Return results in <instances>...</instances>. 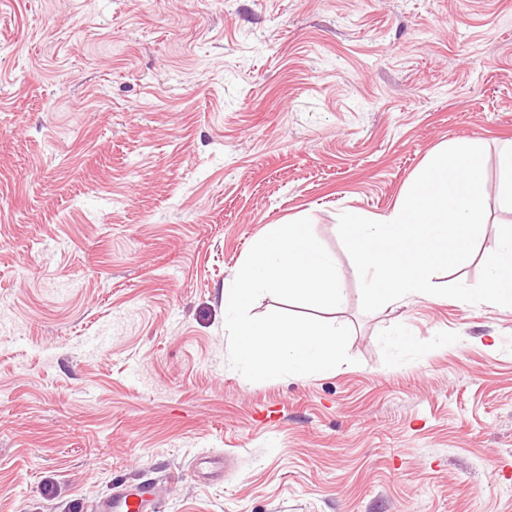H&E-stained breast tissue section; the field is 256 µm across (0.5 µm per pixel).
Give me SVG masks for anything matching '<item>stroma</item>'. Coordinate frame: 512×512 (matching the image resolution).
Returning a JSON list of instances; mask_svg holds the SVG:
<instances>
[{"label":"stroma","instance_id":"stroma-1","mask_svg":"<svg viewBox=\"0 0 512 512\" xmlns=\"http://www.w3.org/2000/svg\"><path fill=\"white\" fill-rule=\"evenodd\" d=\"M482 143L512 225V0H0V512H512V310L361 308L341 213ZM310 218L351 363L251 382L224 289ZM502 175L497 186V196L502 204L512 208V148L501 157ZM156 490L153 484H143L134 492L122 486L98 504V512H150L155 507Z\"/></svg>","mask_w":512,"mask_h":512}]
</instances>
